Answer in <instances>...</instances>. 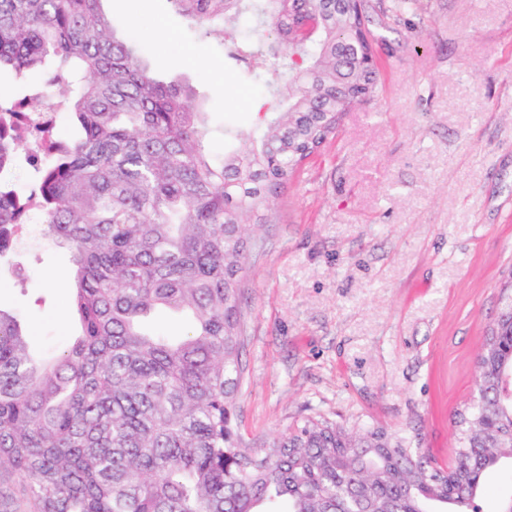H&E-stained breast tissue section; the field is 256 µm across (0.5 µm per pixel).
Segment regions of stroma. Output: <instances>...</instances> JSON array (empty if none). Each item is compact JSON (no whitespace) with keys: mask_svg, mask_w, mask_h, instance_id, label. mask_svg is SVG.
Masks as SVG:
<instances>
[{"mask_svg":"<svg viewBox=\"0 0 512 512\" xmlns=\"http://www.w3.org/2000/svg\"><path fill=\"white\" fill-rule=\"evenodd\" d=\"M378 89L303 162L255 225L241 282L238 431L255 454L322 416L418 436L440 465L456 445L474 358L512 280V0H365ZM142 24L149 62L193 88L209 147L288 105L265 37L230 52L221 21L200 36L169 0H109ZM71 254L26 225L0 263V306L23 312L37 355L71 341L53 280Z\"/></svg>","mask_w":512,"mask_h":512,"instance_id":"1","label":"stroma"}]
</instances>
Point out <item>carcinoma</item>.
Here are the masks:
<instances>
[{"label": "carcinoma", "instance_id": "carcinoma-1", "mask_svg": "<svg viewBox=\"0 0 512 512\" xmlns=\"http://www.w3.org/2000/svg\"><path fill=\"white\" fill-rule=\"evenodd\" d=\"M107 0H0V69L28 91L0 100V173L26 150L29 184L0 181V257L28 213L65 243L80 331L51 362L32 354L24 316L0 308V512H483L486 473L512 463V297L484 336L448 467L412 437L304 417L260 458L242 447L244 221L265 210L343 114L376 91L363 0H170L210 34L249 11L288 57V110L225 128L213 157L193 90L151 69L131 18ZM319 16L307 43L292 28ZM56 88L64 141L28 99ZM164 310L189 331L146 325Z\"/></svg>", "mask_w": 512, "mask_h": 512}]
</instances>
